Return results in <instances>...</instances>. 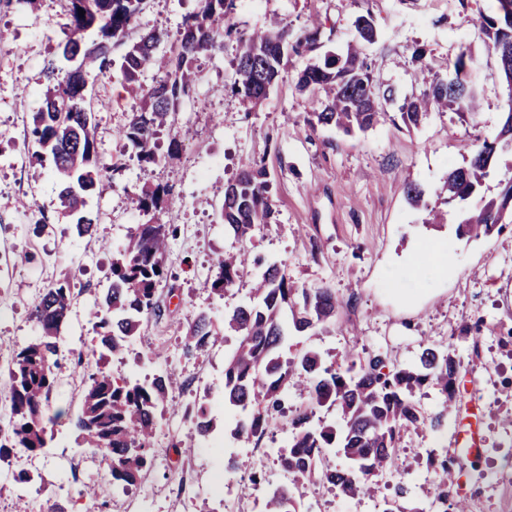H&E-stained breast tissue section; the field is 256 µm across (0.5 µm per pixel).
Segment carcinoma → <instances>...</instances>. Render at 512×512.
Here are the masks:
<instances>
[{"label":"carcinoma","mask_w":512,"mask_h":512,"mask_svg":"<svg viewBox=\"0 0 512 512\" xmlns=\"http://www.w3.org/2000/svg\"><path fill=\"white\" fill-rule=\"evenodd\" d=\"M66 2L67 34L58 44L59 57L66 65L50 64L44 70L41 105L29 125L34 147L31 163L35 178L40 169L50 167L59 187V213L69 219L78 237L91 238L96 234L97 217L88 209V200L103 190L114 166L104 163L98 151L88 77L107 75L113 66V51L124 49L123 84L137 102L131 107L123 136L139 162L157 164L156 139L171 114L189 97L196 57L222 48L224 38L235 32L232 19L237 0H198L197 11L185 18L169 54L161 57L155 50L168 37L163 31L127 42L145 0ZM480 27L488 47L499 58L509 96L496 137L472 145L466 164L448 171L443 203L456 206L458 231L471 238L486 236L512 220V179L497 197L481 198L493 166L506 155L512 157V0H496L493 14L480 15ZM355 28L362 41H376L371 16L357 17ZM319 34L317 25L299 31L284 25L256 36L239 35L232 92L248 109L261 104L282 78L290 56L304 58L315 51ZM471 61V55L461 50L452 74L430 76L422 96L400 107L402 124L419 126L433 108H448L464 122L474 119L477 90L468 79ZM152 64L163 76L144 88L140 76ZM295 85L314 98L313 112L307 118L312 128L366 132L387 116L384 107L391 89L376 95L377 83L366 59L354 48L344 55L327 52L316 62H306L296 72ZM405 193L414 206L439 218L435 209L428 208L417 184H406ZM168 195L169 188L157 184L143 187L133 198L145 220L114 256L112 281L90 308L99 329L97 346L114 355L139 334L143 321L162 315L155 294L157 285L168 276L166 253L174 230L159 223L157 213ZM220 219L224 232L240 241L276 223L272 185L263 164L253 162L227 182ZM252 263L264 270L252 282L250 301L224 319V329L239 339L225 361L224 408L236 416L230 431L235 439L259 440L270 422L287 419L288 447L281 449L278 462L288 469L290 478L263 499L260 512H298L296 492L308 485L319 484L350 496L373 494L386 471L400 468L398 450L405 433L425 428L436 432L452 418L460 396V360L451 346L434 344L424 345L418 361L404 367L391 366L379 355L364 357L351 351L342 361L329 363L313 347L285 355L281 347L288 337L317 336L336 328L343 301L328 286L299 288L278 261H251L241 250L218 257L210 290L221 295L234 287ZM71 305L67 276L53 282L33 305L31 315L39 334L10 356L12 430L7 442L0 443V458L13 451L37 455L47 447L50 436L43 413L56 382L59 343ZM217 342L210 315L199 312L186 332L187 349L203 352ZM296 379L305 384L306 395L303 403L287 409L288 386ZM178 383V376L168 370L146 384L100 368L88 375L75 427L80 445L92 456L101 455L105 463L104 479L93 488L94 495L125 493L149 469L157 413L164 411L169 392ZM425 386L441 394V409L434 413L415 399ZM324 406L341 414L342 427L316 418ZM194 424L202 438L213 429V420L203 407L194 414ZM332 450L346 460V466H320V458ZM456 466L450 458L433 465V485L447 495Z\"/></svg>","instance_id":"cac0c4a2"}]
</instances>
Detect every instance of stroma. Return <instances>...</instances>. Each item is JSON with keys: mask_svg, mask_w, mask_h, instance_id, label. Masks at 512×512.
I'll return each mask as SVG.
<instances>
[{"mask_svg": "<svg viewBox=\"0 0 512 512\" xmlns=\"http://www.w3.org/2000/svg\"><path fill=\"white\" fill-rule=\"evenodd\" d=\"M495 0H262L255 9H237V30L251 34L279 21L298 30L320 26V49L343 53L357 33L354 21L371 15L378 37L364 53L374 78L393 88L398 99L420 94V72L446 73L459 50L471 48L470 79L480 98L476 121L462 122L453 112L431 114L419 127L394 125L397 101L385 105L388 119L367 132L343 134L333 128L311 129L307 95L295 87L302 64L291 58L288 70L267 100L246 110L232 94L237 43L199 55L197 80L175 116L176 126L192 130L180 157L141 166L121 136L131 116V100L120 71L90 78L99 153L104 162L122 160L112 185L94 195L89 207L98 217L95 237H77L56 201L52 174L38 181L28 176L32 145L30 115L40 103L42 71L55 56L67 21L64 0H43L40 18L29 15L23 0H0V266L10 276L0 282V378L8 374V354L37 334L30 312L40 294L62 275L73 293L70 318L76 329L64 333L59 382L45 412L53 438L45 452L10 456L11 480H0V512H15L25 497L30 512L54 505L61 512H124L125 494L98 501L87 488L101 474L78 445L73 425L80 411L88 371L78 352L92 351L97 329L88 309L109 284L114 249L120 248L142 221L130 194L142 186L168 184L173 195L159 213L176 233L166 255L168 278L157 288L164 308L123 355L108 358L113 372L133 378L163 367L175 370L182 385L169 396L157 420L165 432L169 419L183 422L181 439L195 437L193 416L211 410L216 435L233 419L217 394L224 388V362L238 344L226 336L205 352L187 354L185 336L199 311L216 326L249 299L260 267L218 296L205 285L218 255L236 247L225 236L219 210L224 188L252 161H263L273 184L277 222L257 230L246 246L252 254L282 264L301 287L335 288L343 301L335 329L319 336L291 338L293 347H314L327 361L348 349L379 354L406 366L425 343L452 345L462 362L460 398L481 406L479 430L485 451L465 465L463 485L469 512H512V223L490 235L471 239L457 231L456 214L431 224L424 210L407 201L406 183L418 184L435 202L451 168L464 165L472 144L494 137L507 99L500 62L484 43L480 14H491ZM196 0H148L139 33L158 28L168 33L158 53L168 52L185 15ZM423 49L414 57V49ZM29 261L14 265L17 254ZM65 417H56V410ZM458 421L450 419L440 436L425 431L403 435L402 473H389L378 497H391L407 479L409 506L427 512L432 474L428 456H453ZM286 437L266 433L262 440L227 442L222 448L195 446L178 455L155 451L151 485L142 494L145 512H183L185 497L199 493L197 512H224V503L208 494L212 476L234 460L236 474H263L240 512L279 486L278 456ZM40 472L41 481L21 484L20 470ZM376 496V497H377ZM374 499V498H373ZM373 499L350 497L322 486L300 493V512H372Z\"/></svg>", "mask_w": 512, "mask_h": 512, "instance_id": "35a3bbf8", "label": "stroma"}]
</instances>
